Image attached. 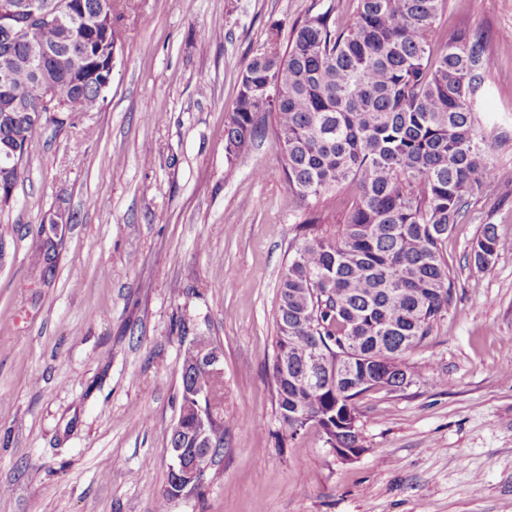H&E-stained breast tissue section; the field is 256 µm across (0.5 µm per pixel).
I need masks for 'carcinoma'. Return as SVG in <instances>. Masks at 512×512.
<instances>
[{
  "mask_svg": "<svg viewBox=\"0 0 512 512\" xmlns=\"http://www.w3.org/2000/svg\"><path fill=\"white\" fill-rule=\"evenodd\" d=\"M114 0H36L39 9L68 5L89 18ZM445 0H357L348 21L332 9L295 21L285 53L279 31L243 70L224 123L228 164L272 128L282 151L291 204L305 214L279 279L274 313L272 390L279 422L294 437L310 428L324 446L354 448L356 399L376 387L408 385L407 356L424 346L453 300L455 278L442 246L465 215L469 197L501 180L474 111V98L495 54L479 40L452 38L434 53L435 22ZM19 21L52 55L34 69L17 43L0 45V113L28 115L6 129L32 143L30 117L52 122L37 92L46 84L72 114L100 110L96 80L84 81L74 59L91 47L90 67L104 65L114 42L81 20L62 29L30 14ZM357 193L343 222L330 224L338 194ZM35 260L55 274L58 243L37 230ZM499 248L492 224L483 226L470 256L479 268ZM323 352L319 384L297 383L310 351ZM288 356V371L277 360ZM179 418L170 447L195 448L192 428L209 401L197 395L211 374L186 350ZM224 413L210 424L212 456L224 454Z\"/></svg>",
  "mask_w": 512,
  "mask_h": 512,
  "instance_id": "1",
  "label": "carcinoma"
}]
</instances>
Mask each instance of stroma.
<instances>
[{
  "label": "stroma",
  "mask_w": 512,
  "mask_h": 512,
  "mask_svg": "<svg viewBox=\"0 0 512 512\" xmlns=\"http://www.w3.org/2000/svg\"><path fill=\"white\" fill-rule=\"evenodd\" d=\"M355 0H121L101 111L37 128L0 210V512H156L179 417L181 326L223 351L232 427L201 494L169 512H512V181L470 198L443 253L447 314L412 383L356 401L365 453L288 440L272 399L277 287L300 215L273 135L234 163L224 121L272 29ZM216 31L213 39L203 30ZM512 31V0H447L434 47ZM475 102L512 170V54ZM263 177H255L256 168ZM65 222L53 278L38 225ZM499 249L470 261L483 225ZM448 386H438L439 378Z\"/></svg>",
  "instance_id": "1"
}]
</instances>
